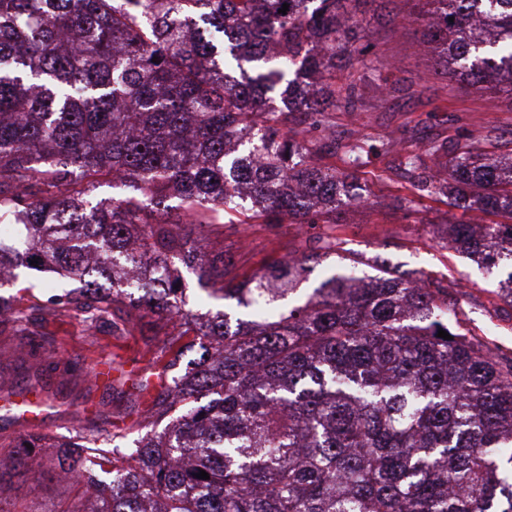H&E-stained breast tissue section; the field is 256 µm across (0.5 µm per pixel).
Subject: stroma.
<instances>
[{
	"label": "stroma",
	"mask_w": 512,
	"mask_h": 512,
	"mask_svg": "<svg viewBox=\"0 0 512 512\" xmlns=\"http://www.w3.org/2000/svg\"><path fill=\"white\" fill-rule=\"evenodd\" d=\"M408 10L406 0H389L387 7H369L359 17L365 32L363 48L369 57L391 64L390 80L400 86L401 92L385 97L376 87H366V110L354 123L345 113H334L337 137L358 130L364 148L372 152V163L361 180L366 201L349 207L344 224L337 228L318 224L313 231L321 234L336 230L344 248L365 260L385 258L402 269L419 271L457 287L461 317L472 334L489 343L495 352L512 355V305L499 297L497 277L458 254L442 233L443 224L451 218L486 224L489 216L478 211H452L433 199H423L413 207L395 200L389 188L393 157L379 149L385 136L404 152L448 135L489 130L497 153L507 156L512 154V108L503 104L489 107L472 87L437 73L433 58L419 45L418 25L400 19ZM296 232L292 224L252 225L247 231L253 248L251 259L237 267V274L249 275L272 260L287 259V244ZM12 293L20 298L22 306L39 307L60 360L55 365L47 364L38 352L13 357L10 350L16 338L0 336V373L9 378L14 389L10 395L0 393V436L29 431L22 410L34 399L26 391L34 375H41L51 393L39 430L60 438L70 436L74 410L100 406L108 411L132 405L136 400L133 381L143 372L161 373L170 358L148 321L128 324L126 335L116 337L104 326L89 329L81 314L55 311L50 305L55 291L46 287L44 279L18 281ZM101 359L114 361L125 372L129 383L122 392L106 390L104 383L86 379V371ZM41 463L40 455H31L26 474L5 476L0 512H10L15 505L26 507L28 512H51L55 503L72 497L66 484L49 480L34 484L32 475L40 471Z\"/></svg>",
	"instance_id": "35a3bbf8"
}]
</instances>
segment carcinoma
<instances>
[{"label": "carcinoma", "instance_id": "obj_1", "mask_svg": "<svg viewBox=\"0 0 512 512\" xmlns=\"http://www.w3.org/2000/svg\"><path fill=\"white\" fill-rule=\"evenodd\" d=\"M368 2L0 0V215L23 227L0 237V288L47 273L72 285L53 304L93 327L118 312L185 326L170 378L136 383L137 437L127 411L102 439L78 410L77 442L25 435L53 448L47 476L71 474L61 512H512V357L469 336L448 284L387 259L368 274L329 234L238 282L247 251L210 248L242 224L343 223L371 160L331 113L364 111L368 82L402 92L361 58ZM409 2L448 78L512 101V0ZM338 153L341 168L317 160ZM397 168L411 204L502 218L446 234L512 306V156L459 136ZM111 184L126 194L98 195ZM173 199L192 231L164 219ZM180 267L244 317L186 310ZM30 323L0 294L1 336Z\"/></svg>", "mask_w": 512, "mask_h": 512}]
</instances>
